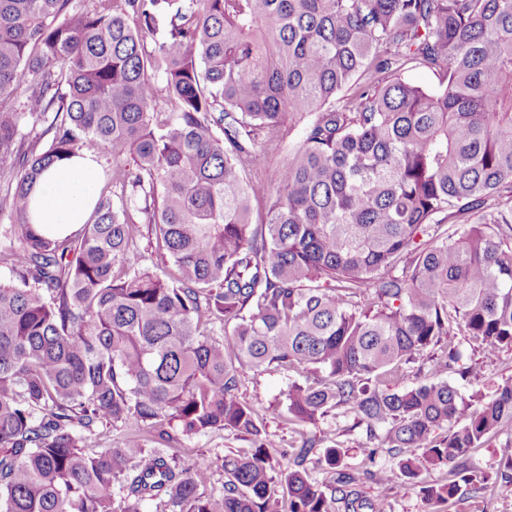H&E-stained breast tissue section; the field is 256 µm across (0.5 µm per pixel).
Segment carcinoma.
Segmentation results:
<instances>
[{"mask_svg":"<svg viewBox=\"0 0 512 512\" xmlns=\"http://www.w3.org/2000/svg\"><path fill=\"white\" fill-rule=\"evenodd\" d=\"M409 63L441 87L396 78ZM297 127L275 183L251 175ZM91 141L112 191L78 239L47 237L32 189ZM1 205L0 512H387L334 446L325 485L308 440L272 462L237 397L269 367L317 374L288 387L291 420L343 407L381 438L398 469L364 449L376 483L446 469L421 487L438 504L488 484L467 460L512 423V382L462 393L450 341L431 378L398 383L445 337L512 349V0H0ZM145 229L171 267L140 265ZM174 422L258 446L205 496L214 462L160 450ZM117 423L156 447L85 452Z\"/></svg>","mask_w":512,"mask_h":512,"instance_id":"carcinoma-1","label":"carcinoma"}]
</instances>
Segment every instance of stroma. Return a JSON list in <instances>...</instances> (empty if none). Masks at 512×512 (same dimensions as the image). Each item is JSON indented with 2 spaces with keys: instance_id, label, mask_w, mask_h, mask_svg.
<instances>
[{
  "instance_id": "obj_1",
  "label": "stroma",
  "mask_w": 512,
  "mask_h": 512,
  "mask_svg": "<svg viewBox=\"0 0 512 512\" xmlns=\"http://www.w3.org/2000/svg\"><path fill=\"white\" fill-rule=\"evenodd\" d=\"M462 353L463 363L474 368L470 380L461 382L462 391L480 389L490 394L497 385L512 378V350L500 351L491 358L467 347ZM295 378V373L274 369L263 372L248 370L241 377L239 396L258 410L262 433L270 441L268 454L279 458L281 452L299 445L302 439L312 437L317 438L316 448L321 451L327 441L333 440L338 444L344 469L361 475L367 466L363 450L371 445L364 427L358 426L353 415L342 408L317 423L294 424L285 409V393ZM253 446L252 436L213 431L180 436L172 453L177 458L188 460L222 456ZM510 446L512 423L490 438L484 447L474 449L470 454V470L493 475L486 488L476 493L469 486H462L455 502L443 507L432 504L422 493L423 487L444 477L443 471L431 467L421 469L416 488L399 489L362 479L360 491L366 499L384 500L387 512H512V483H506L500 477L501 472L507 469L503 450Z\"/></svg>"
}]
</instances>
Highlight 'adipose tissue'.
Segmentation results:
<instances>
[{"mask_svg":"<svg viewBox=\"0 0 512 512\" xmlns=\"http://www.w3.org/2000/svg\"><path fill=\"white\" fill-rule=\"evenodd\" d=\"M99 176V162L90 154L48 168L31 194V224L56 238L76 233L93 210Z\"/></svg>","mask_w":512,"mask_h":512,"instance_id":"adipose-tissue-1","label":"adipose tissue"}]
</instances>
